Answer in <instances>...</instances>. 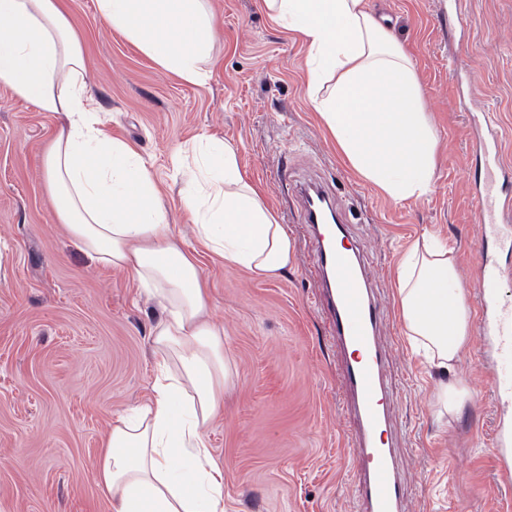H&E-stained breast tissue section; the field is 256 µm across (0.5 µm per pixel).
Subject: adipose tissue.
Returning <instances> with one entry per match:
<instances>
[{
  "instance_id": "obj_1",
  "label": "adipose tissue",
  "mask_w": 512,
  "mask_h": 512,
  "mask_svg": "<svg viewBox=\"0 0 512 512\" xmlns=\"http://www.w3.org/2000/svg\"><path fill=\"white\" fill-rule=\"evenodd\" d=\"M96 7L160 67L207 85L214 24L201 0H96ZM265 7L305 43L313 110L350 166L393 200L430 193L437 138L415 66L366 0H265ZM0 85L62 117L44 180L74 245L99 265L130 271L166 310L151 331L153 396L114 423L98 461L111 512H224V470L206 434L230 378L224 329L209 314L207 284L167 222L149 168L98 126L83 47L60 0H0ZM190 151L194 167L180 201L197 237L256 276L286 269L292 240L241 175L235 149L204 138ZM395 301L411 347L452 371L471 317L446 242L426 236L403 252Z\"/></svg>"
}]
</instances>
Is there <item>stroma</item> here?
<instances>
[{"label": "stroma", "mask_w": 512, "mask_h": 512, "mask_svg": "<svg viewBox=\"0 0 512 512\" xmlns=\"http://www.w3.org/2000/svg\"><path fill=\"white\" fill-rule=\"evenodd\" d=\"M67 4L101 127L151 171L224 327L231 377L224 412L207 431L224 468V512H356L344 354L316 304L313 242L297 222L294 184L315 178L329 187L386 311L378 336L406 512H497L512 488L497 477L499 413L478 339L452 374L469 394L447 412L434 397L437 374L404 334L395 270L402 252L432 233L447 239L465 288L477 285L472 126L484 112L496 120L512 168V0H467L469 26L453 35L437 21L453 0H369L414 60L439 140L432 191L400 202L341 159L310 104L307 49L263 0H206L216 36L203 87L104 25L94 0ZM469 86L477 95L466 110L459 94ZM58 123L0 86V512H109L95 477L101 439L152 396L150 333L162 308L132 273L94 264L59 224L43 174ZM203 136L235 148L242 176L287 229L294 255L284 274L256 278L196 237L180 204L177 152Z\"/></svg>", "instance_id": "obj_1"}]
</instances>
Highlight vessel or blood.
<instances>
[{"label":"vessel or blood","instance_id":"b4317fda","mask_svg":"<svg viewBox=\"0 0 512 512\" xmlns=\"http://www.w3.org/2000/svg\"><path fill=\"white\" fill-rule=\"evenodd\" d=\"M473 148L483 165L473 200L481 223V279L476 292L477 336L484 350L493 352L495 400L503 409L512 408V302L500 295L501 283L512 269L493 261L488 251L512 245V194L503 189L505 164L497 133L476 135ZM300 222L314 241L312 263L326 283L323 294L330 320V335L345 351L342 387L356 418L354 456L360 469V512H405L403 492L394 453L387 438L389 412L383 380L384 354L375 337L385 313L375 301L364 274L359 252L343 253L335 238H349L344 224H322L309 203H302ZM367 351L366 359L352 357L353 349ZM497 476L512 484V420L499 418L494 430Z\"/></svg>","mask_w":512,"mask_h":512}]
</instances>
